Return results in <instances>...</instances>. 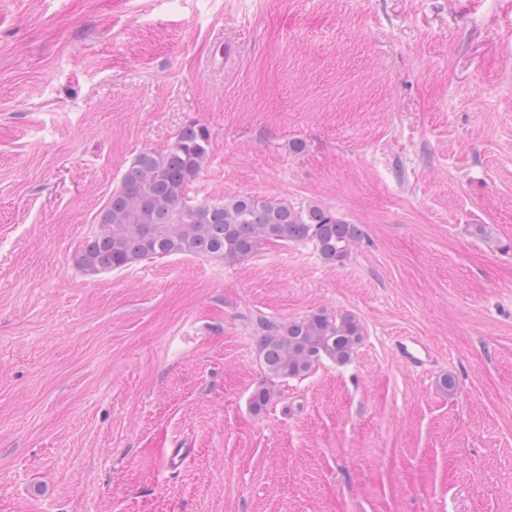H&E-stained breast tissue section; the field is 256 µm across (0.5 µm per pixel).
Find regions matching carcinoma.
I'll use <instances>...</instances> for the list:
<instances>
[{
  "mask_svg": "<svg viewBox=\"0 0 512 512\" xmlns=\"http://www.w3.org/2000/svg\"><path fill=\"white\" fill-rule=\"evenodd\" d=\"M211 151L208 127L192 120L177 131L166 151L140 152L100 211L95 232L75 253V265L99 274L177 254L232 265L271 242L309 243L328 265L349 257L361 238L360 228L318 203L297 206L276 196L191 197L189 188ZM251 325L258 360L269 379L304 376L325 359L346 365L363 336L360 321L350 312L318 310L287 322L259 315ZM269 402L267 388L253 391L254 412H262Z\"/></svg>",
  "mask_w": 512,
  "mask_h": 512,
  "instance_id": "carcinoma-1",
  "label": "carcinoma"
}]
</instances>
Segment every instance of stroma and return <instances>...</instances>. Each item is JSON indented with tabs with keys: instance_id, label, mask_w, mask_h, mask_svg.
Returning <instances> with one entry per match:
<instances>
[{
	"instance_id": "35a3bbf8",
	"label": "stroma",
	"mask_w": 512,
	"mask_h": 512,
	"mask_svg": "<svg viewBox=\"0 0 512 512\" xmlns=\"http://www.w3.org/2000/svg\"><path fill=\"white\" fill-rule=\"evenodd\" d=\"M191 120V197L335 209L350 257L79 269ZM509 241L512 0H0V512H512ZM319 309L353 360L266 379L252 318ZM395 349L404 363L415 368L422 367L430 356L426 344L415 336L397 337Z\"/></svg>"
}]
</instances>
